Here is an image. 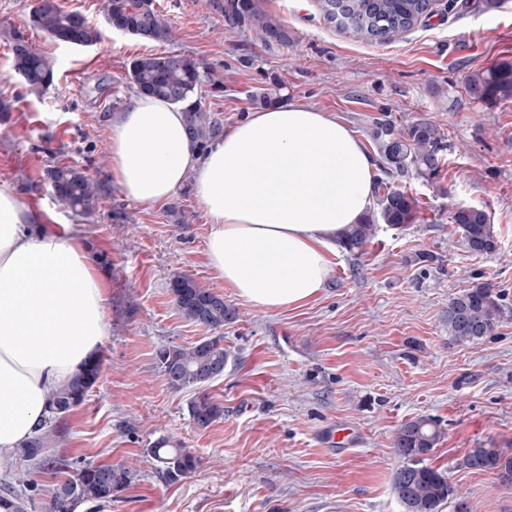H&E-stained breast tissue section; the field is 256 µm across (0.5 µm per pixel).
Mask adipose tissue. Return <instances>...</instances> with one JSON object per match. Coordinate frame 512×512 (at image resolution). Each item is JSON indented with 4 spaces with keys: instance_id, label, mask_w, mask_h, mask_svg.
<instances>
[{
    "instance_id": "obj_1",
    "label": "adipose tissue",
    "mask_w": 512,
    "mask_h": 512,
    "mask_svg": "<svg viewBox=\"0 0 512 512\" xmlns=\"http://www.w3.org/2000/svg\"><path fill=\"white\" fill-rule=\"evenodd\" d=\"M109 165L125 196L167 201L185 180L209 218L205 256L254 308L299 307L325 286L343 232L370 208L379 174L356 132L296 101L248 114L206 152L181 105L133 94L111 125ZM106 283L82 235L40 224L0 182V479L109 332Z\"/></svg>"
}]
</instances>
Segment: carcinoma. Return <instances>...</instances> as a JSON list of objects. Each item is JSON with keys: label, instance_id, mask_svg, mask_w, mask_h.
I'll return each mask as SVG.
<instances>
[{"label": "carcinoma", "instance_id": "1", "mask_svg": "<svg viewBox=\"0 0 512 512\" xmlns=\"http://www.w3.org/2000/svg\"><path fill=\"white\" fill-rule=\"evenodd\" d=\"M332 0H318L324 19L370 42L392 43L402 39L425 13L423 0H348L336 11ZM211 9L224 18V32L229 35L249 30L268 48H286L294 35L288 24L268 13L262 0H210ZM105 25L91 23L79 11L66 10L58 0H35L29 12V25L52 40L78 48L97 45L106 32L121 30L125 35L142 39L171 42L175 30L158 11L152 0H104ZM13 70L20 76L28 93L40 96L55 79L53 61L35 44L18 37L12 48ZM129 86L145 95L160 97L185 107V118L191 143L206 150L224 134L220 112L206 108L202 99L224 92L223 75L210 66L182 53L169 52L133 59L127 66ZM471 98L485 103L512 97V64H502L479 71L466 79ZM280 84L273 82L248 95L253 105L269 107L280 102ZM372 138L382 159L383 172L405 173L410 169L434 176L445 163L447 143L444 132L433 122L420 118L397 127L390 120L375 123ZM57 201L83 215H91L101 195L102 184L70 165H57L50 170ZM420 201L413 194L396 188H385L377 195L375 208L358 224L342 234L343 248L359 252L374 237L377 226L388 224L402 228L414 223ZM461 232L467 249L478 254L494 252L498 238L487 212L476 206H462L451 215ZM174 304L183 318L210 330H218L239 318L238 311L228 305L217 292L200 286L192 277L176 276L170 283ZM506 308L500 295L486 283H477L448 299V335L459 344L474 343L492 335L504 320ZM230 352L224 348V337L209 336L188 346L163 345L156 351L160 372L176 390L198 388L209 382L204 373L214 366L228 363ZM101 371L97 357H91L83 369L66 385L53 392L48 411L60 419L69 415L84 401ZM189 414L199 428H206L224 415V408L204 395L190 402ZM442 432L432 417L420 415L402 424L394 438V448L403 464L393 475L392 487L402 512H440L441 506L454 494L446 473L425 464V457L438 445ZM50 431L41 430L20 450L27 461L45 464L48 459ZM158 463L159 473L176 482L195 470L196 459L183 448L162 441L148 449ZM463 465L472 470L490 471L501 485H512V456L501 448H472ZM135 470L126 465L88 464L76 477L57 483L48 491L46 512H62L57 492L76 486L87 503H110L115 493L129 485ZM34 505L33 497L21 498L6 484L0 491L3 512H25Z\"/></svg>", "mask_w": 512, "mask_h": 512}]
</instances>
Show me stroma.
<instances>
[{"label":"stroma","instance_id":"stroma-1","mask_svg":"<svg viewBox=\"0 0 512 512\" xmlns=\"http://www.w3.org/2000/svg\"><path fill=\"white\" fill-rule=\"evenodd\" d=\"M30 0H0V181L15 185L41 223L73 224L107 281L111 325L101 373L84 403L54 424L51 466L19 460L40 490L89 464H129L132 482L103 506L81 512H402L392 477L401 460L397 430L421 415L441 440L428 466L445 470L454 497L470 512H512V489L495 474L465 468L468 449H512V98H469L465 78L512 63V0H435L433 13L395 43L356 39L325 22L314 0H264L286 21L291 48L268 49L254 33L229 38L207 0H154L177 29L174 43L110 32L90 48L52 41L28 24ZM55 63V82L27 94L13 70L16 37ZM182 52L224 76V93L206 98L225 125L246 117L247 94L278 78L283 98L331 113L373 148L378 118L396 126L423 117L448 143L435 178L390 177L421 202L415 224L379 225L357 254L340 252L321 293L297 308L264 312L224 291L240 318L224 326L230 358L221 378L197 390L172 389L155 352L207 336L185 320L169 285L189 275L220 284L206 263L208 218L191 183L155 205L128 200L109 170L110 126L129 90L125 67L144 54ZM252 58L251 67L239 56ZM68 164L102 180L107 192L83 217L60 205L49 170ZM478 206L498 236L491 254L468 250L451 212ZM431 255L428 265L416 262ZM485 282L509 315L492 336L461 345L448 335L449 296ZM206 395L224 415L194 425L189 404ZM344 432L343 441L326 434ZM165 441L192 453L196 470L162 478L148 450Z\"/></svg>","mask_w":512,"mask_h":512}]
</instances>
